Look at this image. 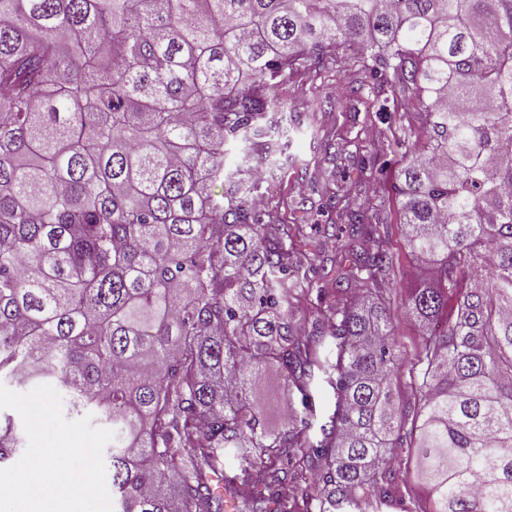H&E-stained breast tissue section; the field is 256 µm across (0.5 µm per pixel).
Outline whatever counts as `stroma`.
<instances>
[{
	"mask_svg": "<svg viewBox=\"0 0 512 512\" xmlns=\"http://www.w3.org/2000/svg\"><path fill=\"white\" fill-rule=\"evenodd\" d=\"M358 77L353 69L305 68L269 90L271 105L284 109L292 140L291 153L307 160L308 167L278 172V188L268 207L274 223L300 226V234L293 237L295 261L305 266H334L335 250L328 249L316 256L306 251L301 242L316 239L320 225L337 220L335 208L326 205L329 192L325 175L338 162L336 146H343L350 157L349 170L354 182L347 206L364 211L372 223L378 224L381 241L394 259L395 272L383 282L386 308L399 350L409 357L421 343L422 333L405 315L402 300L418 278L419 270L405 244L400 204L392 191L393 178L401 164V155L393 147L404 139L408 122L403 111L382 112L375 98L350 97L349 86ZM314 133L322 141L321 148L316 150L310 146Z\"/></svg>",
	"mask_w": 512,
	"mask_h": 512,
	"instance_id": "35a3bbf8",
	"label": "stroma"
}]
</instances>
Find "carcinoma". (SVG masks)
Instances as JSON below:
<instances>
[{
  "instance_id": "cac0c4a2",
  "label": "carcinoma",
  "mask_w": 512,
  "mask_h": 512,
  "mask_svg": "<svg viewBox=\"0 0 512 512\" xmlns=\"http://www.w3.org/2000/svg\"><path fill=\"white\" fill-rule=\"evenodd\" d=\"M349 54L352 93L414 100L407 361L376 228L338 212L351 266L305 336L288 225L248 202L260 171L225 172L230 142L288 164L266 92ZM1 375L112 426L113 512H512V0H0ZM404 446L422 501L394 492ZM23 447L0 421V466ZM263 386L265 399L261 400L258 410L268 428H281L289 417V413L288 417L283 416V412L288 410V399H283L280 378L273 367L265 370Z\"/></svg>"
}]
</instances>
